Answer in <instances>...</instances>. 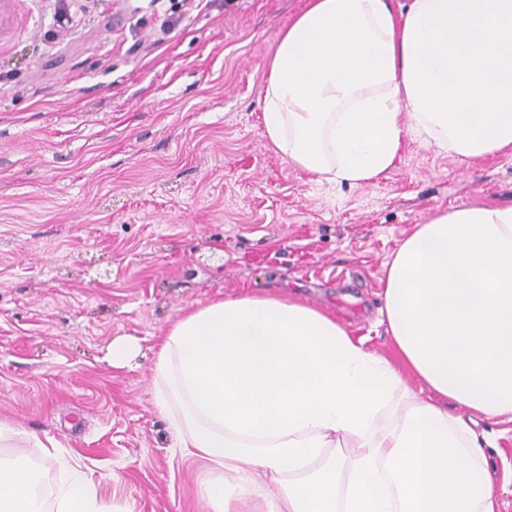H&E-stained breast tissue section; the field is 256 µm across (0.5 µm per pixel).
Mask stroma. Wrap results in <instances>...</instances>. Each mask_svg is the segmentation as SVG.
<instances>
[{"label":"stroma","mask_w":512,"mask_h":512,"mask_svg":"<svg viewBox=\"0 0 512 512\" xmlns=\"http://www.w3.org/2000/svg\"><path fill=\"white\" fill-rule=\"evenodd\" d=\"M307 0H0V421L49 488L78 464L107 512H209L207 461L153 403L154 352L186 313L243 292L310 305L393 356L386 265L460 205L512 206V154L406 135L358 185L288 163L261 92ZM140 354L112 366L113 342ZM512 482V422L484 423ZM35 436L24 429L0 423V443L1 448H23V445L34 440ZM5 441L11 444H5Z\"/></svg>","instance_id":"obj_1"}]
</instances>
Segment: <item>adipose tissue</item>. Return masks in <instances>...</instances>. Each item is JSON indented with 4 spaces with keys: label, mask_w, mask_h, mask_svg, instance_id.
Masks as SVG:
<instances>
[{
    "label": "adipose tissue",
    "mask_w": 512,
    "mask_h": 512,
    "mask_svg": "<svg viewBox=\"0 0 512 512\" xmlns=\"http://www.w3.org/2000/svg\"><path fill=\"white\" fill-rule=\"evenodd\" d=\"M264 134L289 163L359 184L406 134L463 159L512 152V0H308L282 30ZM397 352L311 306L245 295L178 319L153 398L176 447L212 464V512H498L478 422L512 421V206L415 229L386 269ZM0 512H103L78 469L54 493L0 457Z\"/></svg>",
    "instance_id": "adipose-tissue-1"
}]
</instances>
